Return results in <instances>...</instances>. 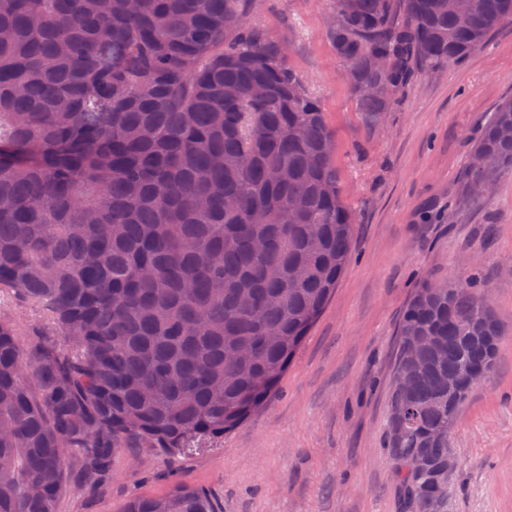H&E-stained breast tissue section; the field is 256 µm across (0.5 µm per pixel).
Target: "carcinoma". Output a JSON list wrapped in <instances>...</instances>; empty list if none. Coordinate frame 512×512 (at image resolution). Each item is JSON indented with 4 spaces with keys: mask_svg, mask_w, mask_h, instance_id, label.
Masks as SVG:
<instances>
[{
    "mask_svg": "<svg viewBox=\"0 0 512 512\" xmlns=\"http://www.w3.org/2000/svg\"><path fill=\"white\" fill-rule=\"evenodd\" d=\"M252 0H0V512H56L128 442L224 444L273 393L346 270L355 217L319 99ZM512 25V0H334L329 36L378 121L415 74ZM512 174V97L464 198ZM503 332L474 274L403 312L387 453L401 512H448V446ZM125 512H215L200 489ZM4 312L22 323L28 330H37L41 327V320L34 312H32L26 304L15 298H4Z\"/></svg>",
    "mask_w": 512,
    "mask_h": 512,
    "instance_id": "cac0c4a2",
    "label": "carcinoma"
}]
</instances>
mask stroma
Here are the masks:
<instances>
[{
  "instance_id": "35a3bbf8",
  "label": "stroma",
  "mask_w": 512,
  "mask_h": 512,
  "mask_svg": "<svg viewBox=\"0 0 512 512\" xmlns=\"http://www.w3.org/2000/svg\"><path fill=\"white\" fill-rule=\"evenodd\" d=\"M332 16V0H266L253 20L319 98L336 140L356 224L334 295L275 396L223 447L181 458L121 448L90 490L70 455L57 512H124L178 480L204 489L217 512H400L383 452L398 323L424 281L474 266L505 335L493 376L474 388L449 438L459 463L448 512H512V176L481 205L460 199L482 122L512 97V26L462 62L419 73L374 123L330 42Z\"/></svg>"
}]
</instances>
